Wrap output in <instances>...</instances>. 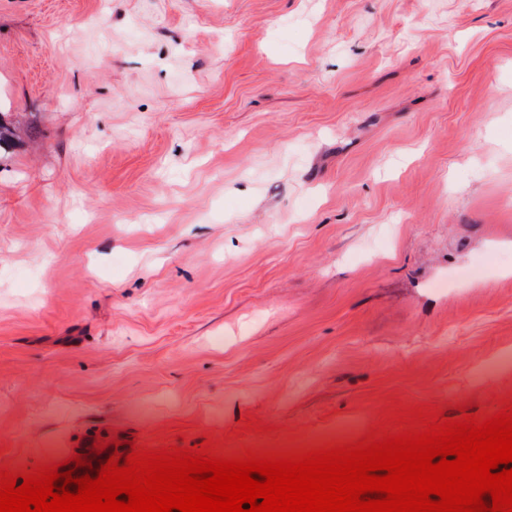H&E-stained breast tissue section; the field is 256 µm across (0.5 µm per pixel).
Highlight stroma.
Masks as SVG:
<instances>
[{
	"instance_id": "1",
	"label": "stroma",
	"mask_w": 512,
	"mask_h": 512,
	"mask_svg": "<svg viewBox=\"0 0 512 512\" xmlns=\"http://www.w3.org/2000/svg\"><path fill=\"white\" fill-rule=\"evenodd\" d=\"M0 119V467L512 399V0H0Z\"/></svg>"
}]
</instances>
